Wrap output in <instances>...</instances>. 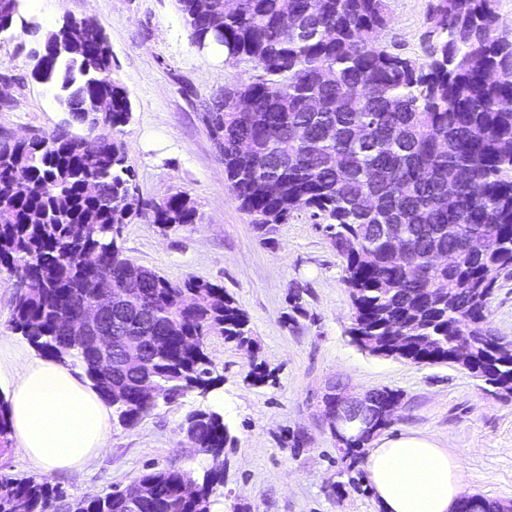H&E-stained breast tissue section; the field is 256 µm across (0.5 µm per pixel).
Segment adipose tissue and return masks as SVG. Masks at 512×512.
<instances>
[{"instance_id": "obj_1", "label": "adipose tissue", "mask_w": 512, "mask_h": 512, "mask_svg": "<svg viewBox=\"0 0 512 512\" xmlns=\"http://www.w3.org/2000/svg\"><path fill=\"white\" fill-rule=\"evenodd\" d=\"M11 437L35 469H90L111 433V406L79 369L14 351L0 355ZM380 512H456L463 496L458 456L423 432L380 438L365 466Z\"/></svg>"}]
</instances>
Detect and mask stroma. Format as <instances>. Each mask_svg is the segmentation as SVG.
I'll return each instance as SVG.
<instances>
[{
	"label": "stroma",
	"instance_id": "35a3bbf8",
	"mask_svg": "<svg viewBox=\"0 0 512 512\" xmlns=\"http://www.w3.org/2000/svg\"><path fill=\"white\" fill-rule=\"evenodd\" d=\"M433 2L387 0L385 40L419 62ZM57 17L94 20L107 36L113 74L131 102L125 141L140 199L182 192L197 211L195 223L169 229L132 220L123 228L125 255L173 282L192 276L223 286L247 313L253 343L209 336L213 388L159 401L133 428L113 425L92 469L52 475V483L75 495L104 494L132 485L149 464L202 471L207 462L190 453L180 426L189 412L210 409L222 414L230 439L211 512H376L322 414L326 386L339 381L356 392L398 391L385 435H435L459 456L466 494L512 504V398L455 364L362 350L348 333L344 265L324 220L296 214L267 243L239 209L202 112L211 94L252 71L198 51L177 0H55L42 11L22 0L0 34V135L49 130L65 118L53 89L32 78L29 60L38 30Z\"/></svg>",
	"mask_w": 512,
	"mask_h": 512
}]
</instances>
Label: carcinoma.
Returning a JSON list of instances; mask_svg holds the SVG:
<instances>
[{
    "label": "carcinoma",
    "instance_id": "1",
    "mask_svg": "<svg viewBox=\"0 0 512 512\" xmlns=\"http://www.w3.org/2000/svg\"><path fill=\"white\" fill-rule=\"evenodd\" d=\"M20 2L0 0V29ZM178 2L192 44L219 46L225 62L256 71L224 85L204 111L230 191L257 232L270 242L296 213L323 218L345 264L358 347L375 350L403 329L411 341L399 358L435 364L466 344L468 371L512 397V357L491 354L503 338L487 321L496 284L487 271L512 278V38L499 31L495 0H436L419 65L383 44L386 0H209L219 30L201 0ZM73 31L82 32L73 52L32 73L68 118L22 143L0 138V268L27 282L10 329L38 355L83 370L132 428L155 407L141 398V381L169 400L207 391L215 378L206 337L248 345L251 329L222 286L172 282L144 266L129 275L125 224L185 226L196 209L182 192L151 204L137 197L123 139L131 103L100 25L68 19L30 57ZM239 93L252 111L233 108ZM104 97L112 111H93ZM445 251L454 264L433 261ZM87 253L100 263L85 262ZM89 297L110 314L112 343L149 333L166 347L142 349L135 371L114 350L112 378H103L99 350L62 331ZM10 429L0 399L1 448ZM181 431L208 467L199 476L146 466L147 497L135 508L117 487L72 496L46 477L1 471L0 512H211L223 484L224 418L195 411ZM372 439L342 448L349 467ZM190 479L196 496L185 500L179 491Z\"/></svg>",
    "mask_w": 512,
    "mask_h": 512
}]
</instances>
